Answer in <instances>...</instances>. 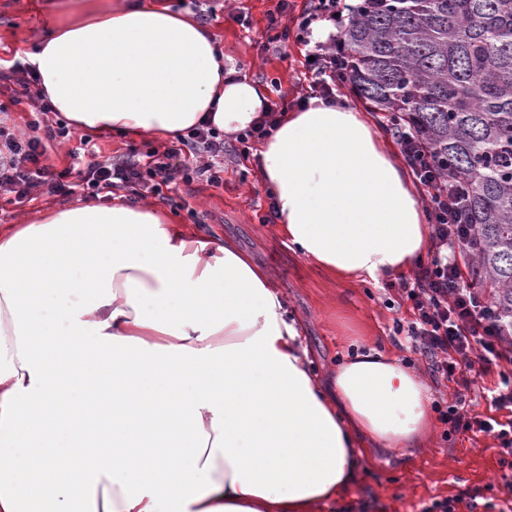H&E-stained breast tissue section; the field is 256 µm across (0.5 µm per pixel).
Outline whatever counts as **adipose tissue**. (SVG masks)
I'll return each instance as SVG.
<instances>
[{"label": "adipose tissue", "instance_id": "ef3b65f1", "mask_svg": "<svg viewBox=\"0 0 512 512\" xmlns=\"http://www.w3.org/2000/svg\"><path fill=\"white\" fill-rule=\"evenodd\" d=\"M24 60L73 129H247L266 89L164 0H48ZM288 247L381 283L431 229L393 145L347 104L286 112L256 154ZM81 301L45 313L54 290ZM433 397L384 350L318 373L271 272L154 204L0 225V512H319L373 448L424 447Z\"/></svg>", "mask_w": 512, "mask_h": 512}]
</instances>
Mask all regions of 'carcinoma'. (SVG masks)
Wrapping results in <instances>:
<instances>
[{
  "mask_svg": "<svg viewBox=\"0 0 512 512\" xmlns=\"http://www.w3.org/2000/svg\"><path fill=\"white\" fill-rule=\"evenodd\" d=\"M342 42L351 90L468 183L472 276L512 324V0H369Z\"/></svg>",
  "mask_w": 512,
  "mask_h": 512,
  "instance_id": "1",
  "label": "carcinoma"
}]
</instances>
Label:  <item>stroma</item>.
I'll return each mask as SVG.
<instances>
[{
  "label": "stroma",
  "instance_id": "1",
  "mask_svg": "<svg viewBox=\"0 0 512 512\" xmlns=\"http://www.w3.org/2000/svg\"><path fill=\"white\" fill-rule=\"evenodd\" d=\"M277 0H230L231 12L247 16L241 26L229 14L207 27L224 52V63L239 76L278 87L286 101L309 93L306 49L289 43L286 55L265 52L260 42ZM41 0H0V58L6 50L32 49L41 34ZM171 213L179 223L207 236L232 240L257 264L270 269L289 307L306 327L307 342L320 371H328L355 347L376 346L426 368L407 339H395L396 321H408L406 305L386 285L339 282L289 250L273 224L264 222L270 200L250 161L226 166L224 184L211 187L175 184ZM498 441L490 436H445L436 427L427 445L404 455L376 454L360 478L335 503L320 512H420L432 499L458 495L475 498L476 512L486 504L503 512L512 469L500 463Z\"/></svg>",
  "mask_w": 512,
  "mask_h": 512
}]
</instances>
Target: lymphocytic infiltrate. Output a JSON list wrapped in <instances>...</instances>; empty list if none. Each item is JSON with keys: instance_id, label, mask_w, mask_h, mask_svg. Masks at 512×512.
Listing matches in <instances>:
<instances>
[{"instance_id": "obj_1", "label": "lymphocytic infiltrate", "mask_w": 512, "mask_h": 512, "mask_svg": "<svg viewBox=\"0 0 512 512\" xmlns=\"http://www.w3.org/2000/svg\"><path fill=\"white\" fill-rule=\"evenodd\" d=\"M344 0H311L308 9L295 13L294 0H278L270 13L268 41L277 51L289 42L306 46L311 57L306 69L310 88L324 99H335L336 89L348 70L341 51L342 32L348 14L357 5ZM296 15V28H288V15ZM327 24L326 40L313 38L315 25ZM39 77L22 59L0 69V89L9 94L8 104H28L33 114L27 133L14 132L0 122V195H9L17 207H24L41 196H68L82 190L85 198L124 190L137 198L167 199L174 180L183 184L204 182L219 187L224 183V135L202 125L178 136L176 144L125 153L106 159L96 158L89 138L80 146L91 159L80 171L56 169L47 162L50 143L72 136L64 120L51 119L52 107L37 93ZM382 123L390 130L416 182L424 192V203L434 243L425 264L420 265L413 282L402 283L403 301L409 302L411 317L396 325V333L406 334L410 343L428 362L433 377L470 390L491 372H498L497 385L489 390V403L512 413V328L506 327L488 296L473 288L465 255L472 252L473 229L466 206L468 185L452 174L442 158L431 149L409 122L383 114ZM447 435L484 433L499 442L502 455L512 456V416L501 421L467 409L451 406L443 412Z\"/></svg>"}]
</instances>
